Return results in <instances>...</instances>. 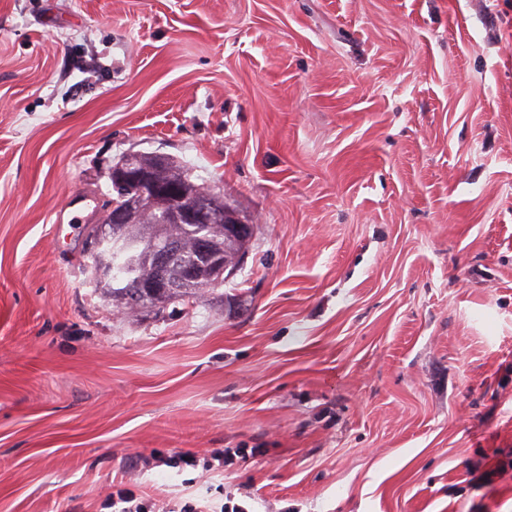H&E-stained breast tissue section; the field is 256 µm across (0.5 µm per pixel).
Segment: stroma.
Here are the masks:
<instances>
[{"mask_svg":"<svg viewBox=\"0 0 512 512\" xmlns=\"http://www.w3.org/2000/svg\"><path fill=\"white\" fill-rule=\"evenodd\" d=\"M129 151L257 230L129 317ZM512 512V0H0V512Z\"/></svg>","mask_w":512,"mask_h":512,"instance_id":"stroma-1","label":"stroma"}]
</instances>
